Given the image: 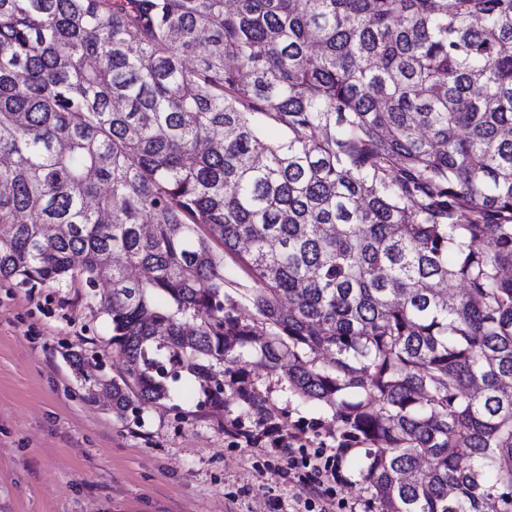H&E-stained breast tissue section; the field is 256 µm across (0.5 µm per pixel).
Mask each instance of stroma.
I'll list each match as a JSON object with an SVG mask.
<instances>
[{"label": "stroma", "instance_id": "35a3bbf8", "mask_svg": "<svg viewBox=\"0 0 512 512\" xmlns=\"http://www.w3.org/2000/svg\"><path fill=\"white\" fill-rule=\"evenodd\" d=\"M110 335L82 289L0 283V512H296L313 475L278 470L287 449L247 444L243 434L275 423L330 446L340 430L329 409L255 367L265 418L232 399L214 410L188 375L163 404L117 419L84 400L65 358L79 351L118 370ZM368 446L354 441L337 463L330 512H367L358 463Z\"/></svg>", "mask_w": 512, "mask_h": 512}]
</instances>
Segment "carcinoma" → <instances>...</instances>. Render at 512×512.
I'll return each mask as SVG.
<instances>
[{"instance_id":"1","label":"carcinoma","mask_w":512,"mask_h":512,"mask_svg":"<svg viewBox=\"0 0 512 512\" xmlns=\"http://www.w3.org/2000/svg\"><path fill=\"white\" fill-rule=\"evenodd\" d=\"M103 280L116 418L258 365L377 512H512V0H0V283Z\"/></svg>"}]
</instances>
